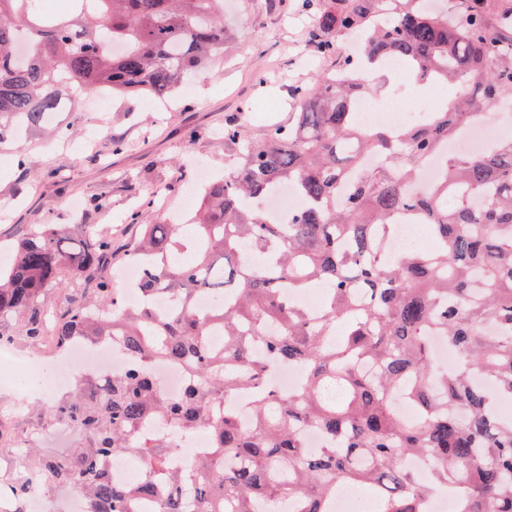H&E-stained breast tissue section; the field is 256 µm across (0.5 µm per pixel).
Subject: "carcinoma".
<instances>
[{"label":"carcinoma","mask_w":512,"mask_h":512,"mask_svg":"<svg viewBox=\"0 0 512 512\" xmlns=\"http://www.w3.org/2000/svg\"><path fill=\"white\" fill-rule=\"evenodd\" d=\"M223 0H70L50 16L40 0H0V144L17 130L41 129L44 115L98 93L137 92L158 100L202 78L223 53ZM424 0H304L317 15L313 47L336 70L294 93L295 112L253 142L224 127L235 145L224 177L197 195L190 224L157 212L126 250L143 265L141 293L165 290L181 305L158 314L128 308L110 275L112 238L74 240L58 224H35L0 267V319L27 315L26 336L43 335V292L70 277L90 284L53 330L120 341L125 371L99 391L51 410L84 429L89 444L64 457L25 454L22 498L76 484L91 512H139L142 496L161 512H328L348 485L371 491L377 512H424L428 497L468 489L462 512H512V140L479 156L445 159L443 179L425 197L406 191L427 159L464 124L512 95V14L494 19L485 0L454 12ZM359 38L352 56L338 39ZM394 60L417 80L454 85L467 95L402 129L365 128L355 105L373 89L377 69ZM381 161L368 166L365 159ZM294 185L305 207L270 224L257 202ZM420 217L436 242L391 262L386 247L395 215ZM319 282L318 316L285 289ZM215 305L197 311V294ZM224 347L209 346L211 328ZM458 353L450 374L431 369L430 339ZM158 364L183 369L188 383L165 396ZM297 364L301 391L284 395L268 382ZM252 394L244 427L232 396ZM417 407L410 419L394 399ZM168 424L190 438L210 429L211 446L193 476L199 508L179 490L172 445L145 432ZM322 430L327 447L309 453L301 432ZM145 461L142 480L113 484V456ZM430 461L419 482L406 461Z\"/></svg>","instance_id":"obj_1"}]
</instances>
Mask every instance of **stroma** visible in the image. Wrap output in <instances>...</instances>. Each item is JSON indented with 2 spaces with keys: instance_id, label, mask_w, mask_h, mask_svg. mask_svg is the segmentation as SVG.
I'll list each match as a JSON object with an SVG mask.
<instances>
[{
  "instance_id": "1",
  "label": "stroma",
  "mask_w": 512,
  "mask_h": 512,
  "mask_svg": "<svg viewBox=\"0 0 512 512\" xmlns=\"http://www.w3.org/2000/svg\"><path fill=\"white\" fill-rule=\"evenodd\" d=\"M314 25L301 0H224L231 38L223 55L206 77L173 93L164 110L147 98L116 95L105 112L83 104L57 113L68 138L36 133L0 146V247L17 245L34 224L64 225L75 239L108 232L112 268L122 269L126 246L154 220L146 189L163 190V203L177 209L201 171L223 176L232 155L225 124L263 140L270 126L287 123L294 89L313 86L334 68V59L310 49ZM22 152L30 157L24 167L17 162ZM89 378L76 373L72 386L38 399L0 383V484L19 477L27 448L87 445L82 432L52 435L48 409L86 391Z\"/></svg>"
}]
</instances>
